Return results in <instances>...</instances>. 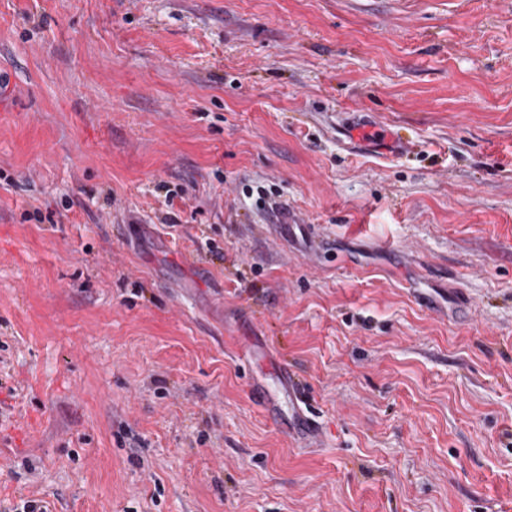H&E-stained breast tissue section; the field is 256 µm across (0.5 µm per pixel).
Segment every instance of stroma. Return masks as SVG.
<instances>
[{
    "instance_id": "1",
    "label": "stroma",
    "mask_w": 512,
    "mask_h": 512,
    "mask_svg": "<svg viewBox=\"0 0 512 512\" xmlns=\"http://www.w3.org/2000/svg\"><path fill=\"white\" fill-rule=\"evenodd\" d=\"M0 78V512H512V0H0ZM249 387V392L254 403L260 407L268 418L272 419L274 423H277V411L272 395L265 391H258L254 384H250ZM292 418L290 422L288 421V426L286 427L277 424L285 429L289 435L300 441L310 443V445L316 443L320 433L318 427L310 417L308 409L297 404L293 409Z\"/></svg>"
}]
</instances>
